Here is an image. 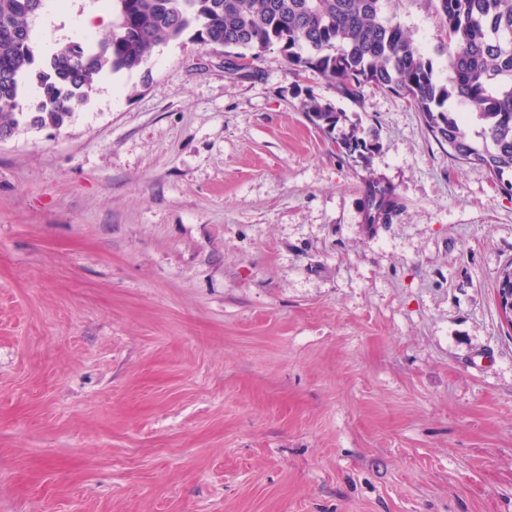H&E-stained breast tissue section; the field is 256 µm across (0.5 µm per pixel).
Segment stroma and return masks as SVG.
Listing matches in <instances>:
<instances>
[{
	"label": "stroma",
	"instance_id": "35a3bbf8",
	"mask_svg": "<svg viewBox=\"0 0 512 512\" xmlns=\"http://www.w3.org/2000/svg\"><path fill=\"white\" fill-rule=\"evenodd\" d=\"M511 262L512 193L406 98L157 45L0 141V512H512ZM301 110L314 126L329 135L346 120L344 112L336 111L331 104L322 103L313 96L301 102ZM364 130L352 126L348 133H343L342 137L338 138L336 142L345 154L352 158H362L376 148L378 143V135L376 132L369 131L364 136ZM365 209L368 224H389L400 210V204L391 189L374 183L367 189Z\"/></svg>",
	"mask_w": 512,
	"mask_h": 512
}]
</instances>
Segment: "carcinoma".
I'll return each instance as SVG.
<instances>
[{
	"label": "carcinoma",
	"instance_id": "obj_1",
	"mask_svg": "<svg viewBox=\"0 0 512 512\" xmlns=\"http://www.w3.org/2000/svg\"><path fill=\"white\" fill-rule=\"evenodd\" d=\"M48 2L0 0L3 135L23 125L63 126L101 75L139 70L153 46L191 31L193 40L254 64L279 44L290 65L319 71L349 100L367 86L403 96L448 155L485 169L512 192V0H424L439 18L444 82L402 24L396 0H110L117 22L109 37L71 42L41 59L32 30ZM32 83L40 96L26 106ZM453 97L476 111L480 129L470 131L465 116L448 110ZM301 110L328 134L345 121V113L313 96ZM337 143L347 156L362 158L378 135L353 126ZM365 209L368 223L389 224L400 204L391 189L374 183Z\"/></svg>",
	"mask_w": 512,
	"mask_h": 512
}]
</instances>
